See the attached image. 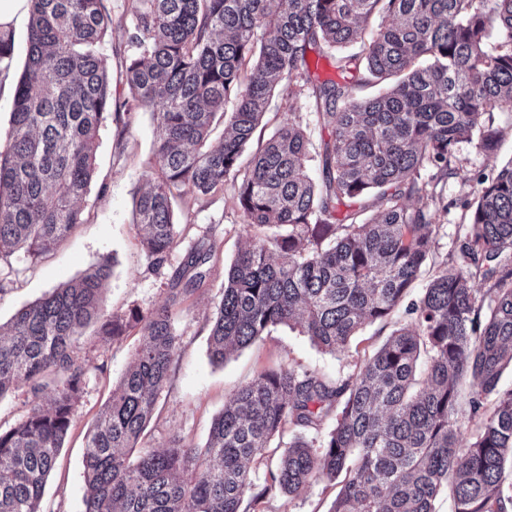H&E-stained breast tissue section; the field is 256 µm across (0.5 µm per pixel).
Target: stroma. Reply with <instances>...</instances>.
I'll use <instances>...</instances> for the list:
<instances>
[{"label":"stroma","instance_id":"35a3bbf8","mask_svg":"<svg viewBox=\"0 0 512 512\" xmlns=\"http://www.w3.org/2000/svg\"><path fill=\"white\" fill-rule=\"evenodd\" d=\"M114 25L103 52L112 78L115 106L100 131L96 168L90 190L80 206L85 221L55 249L36 258L16 251L0 265V327L8 326L23 306L47 291L79 278L102 260L111 263L101 303L106 316L128 319L131 312L149 314L170 306L178 338L169 376L158 396L153 419L144 432L142 446L161 450L172 440L190 447L203 446L213 419L233 391L250 382L262 370L279 365L308 369L331 378L346 376L354 364L371 353L390 334L393 321L368 325L351 344L348 353L331 354L311 343L298 331L279 326L268 336L241 350L224 364H212L208 356L210 320L224 289V268L249 241L248 227L236 206L232 183L206 198H185L174 204L180 225V243L161 272H154L135 223V199L156 179L153 122L149 110L126 111L131 95L123 76V63L131 52L132 0H106ZM297 107L307 124L313 147L328 140L329 133L314 121L313 104L297 87L277 93L269 111L246 146L241 165L273 131L288 120L289 107ZM495 122L502 139L492 156L463 146L460 153L464 176L512 159V112H499ZM214 242L218 249L207 265L198 290L174 296L173 273L182 267L186 253L198 241ZM142 339L140 327L105 341L86 331L78 338V361L85 370L83 391L72 414V424L42 497V512H83L85 480L82 465L85 436L112 389L124 374ZM53 387L33 391L24 386L0 398V431L23 422L32 408L48 406ZM332 483L321 480L287 496H270L265 512H328L335 497Z\"/></svg>","mask_w":512,"mask_h":512}]
</instances>
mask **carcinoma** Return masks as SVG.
<instances>
[{
    "label": "carcinoma",
    "mask_w": 512,
    "mask_h": 512,
    "mask_svg": "<svg viewBox=\"0 0 512 512\" xmlns=\"http://www.w3.org/2000/svg\"><path fill=\"white\" fill-rule=\"evenodd\" d=\"M28 2L27 56L0 152V262L18 248L37 257L83 223L78 201L112 111L105 0ZM133 16L125 79L156 123L159 176L135 203L153 268L178 243V198L230 179L251 230L224 272L212 362L278 325L345 351L364 325L392 316L434 262L441 217L459 207L468 223L408 305L411 321L356 372L329 380L268 368L231 395L202 448H146L133 461L120 452L141 439L173 362L170 307L105 317L104 260L19 309L0 337V398L38 391L51 375L61 385L49 409L0 431V512H41L83 387L76 340L96 322L107 340L140 324L143 340L86 435L85 512H264L270 495L322 479L340 484L329 512H436L445 489L453 512H512V388L499 386L512 370V161L445 200L448 180L460 177V145L494 152V113L512 112V0H135ZM13 48L0 31L5 70ZM311 51L350 79L319 81ZM291 85L313 101L330 139L311 153L292 111L240 169L273 93ZM215 252L213 242L192 249L175 280L194 269L188 284L200 286ZM329 420L321 439L306 437ZM287 427L299 434L260 487L252 464Z\"/></svg>",
    "instance_id": "carcinoma-1"
}]
</instances>
